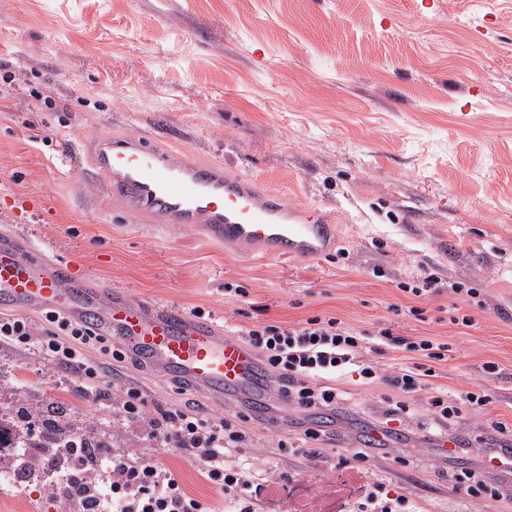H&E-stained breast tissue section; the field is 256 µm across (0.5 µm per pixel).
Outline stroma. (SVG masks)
Segmentation results:
<instances>
[{
    "mask_svg": "<svg viewBox=\"0 0 512 512\" xmlns=\"http://www.w3.org/2000/svg\"><path fill=\"white\" fill-rule=\"evenodd\" d=\"M39 96L49 104L36 112ZM107 135L148 136L317 206L336 225L335 251L248 258L176 228L145 231L109 202L89 159ZM13 233L104 295L199 309L228 333L335 317L358 332L448 344L433 386L483 384L482 419L510 424L512 0H0V235ZM424 271L433 292L402 291ZM487 362L498 375L483 372ZM114 383L164 408L243 410L177 389L130 357ZM269 402L270 416L253 424L259 475L323 488L329 459L281 452L294 412ZM54 404L223 512L200 466L154 447L116 402L81 396L39 354L0 344V410L37 416ZM442 465L425 441L398 442L357 480L397 488L414 512H512L507 501L468 504ZM73 510L31 489L0 498V512Z\"/></svg>",
    "mask_w": 512,
    "mask_h": 512,
    "instance_id": "35a3bbf8",
    "label": "stroma"
}]
</instances>
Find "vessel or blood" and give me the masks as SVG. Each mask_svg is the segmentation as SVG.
Wrapping results in <instances>:
<instances>
[{
  "label": "vessel or blood",
  "instance_id": "b4317fda",
  "mask_svg": "<svg viewBox=\"0 0 512 512\" xmlns=\"http://www.w3.org/2000/svg\"><path fill=\"white\" fill-rule=\"evenodd\" d=\"M95 165L107 197L120 199L150 225H175L262 258L318 259L336 246V227L318 207L291 203L220 162L193 164L144 136L98 138ZM98 284L13 235L0 237V308L52 309L112 336L161 375L216 397H238L258 383L252 352L223 327L188 314L103 299Z\"/></svg>",
  "mask_w": 512,
  "mask_h": 512
}]
</instances>
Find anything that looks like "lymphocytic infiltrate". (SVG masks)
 <instances>
[{
	"label": "lymphocytic infiltrate",
	"instance_id": "obj_1",
	"mask_svg": "<svg viewBox=\"0 0 512 512\" xmlns=\"http://www.w3.org/2000/svg\"><path fill=\"white\" fill-rule=\"evenodd\" d=\"M45 319L48 329L39 330L24 317H0V342L37 352L54 367L77 375L82 395L107 399L108 363L125 361L124 351L107 346L105 337L60 312H47ZM241 339L258 357L262 382L272 383L294 412L306 418L322 415L331 425H356L357 412L345 405L344 380H355L363 387L384 384L387 393L373 431L365 434L363 448L348 449L339 460L340 467L362 469L371 460L372 450L410 441L416 403L422 398L434 425L431 441L449 437L456 446L447 456L457 466L452 475L455 486L478 502L504 497V489L490 483L479 469L463 466L461 460L474 442L504 453L512 451V427L493 423L474 441L455 433L462 407L482 409L489 396L481 389L456 397L431 391L432 364L445 360L447 345L414 341L388 328L374 335L357 333L334 317L311 318L297 327L258 326L246 330ZM386 346L418 354L419 359L381 376L371 356ZM118 409L147 440L161 448L179 449L195 461L214 491L233 505V512H253L254 502L264 491L291 479L285 472L271 474L260 483L249 477L243 462L251 441L247 415L236 420L205 416L188 403L164 409L150 404L143 391L132 385L122 387ZM87 443L86 432L74 430L64 441L70 463L47 472L51 492L78 503L80 512H210L207 503L188 496L171 472L149 459L133 463L124 456L113 458L111 479H98L84 461Z\"/></svg>",
	"mask_w": 512,
	"mask_h": 512
}]
</instances>
